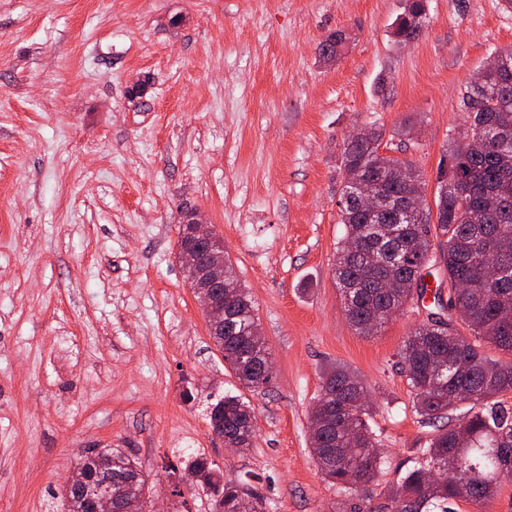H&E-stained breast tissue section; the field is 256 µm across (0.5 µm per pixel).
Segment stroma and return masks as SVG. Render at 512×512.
Masks as SVG:
<instances>
[{"instance_id": "obj_1", "label": "stroma", "mask_w": 512, "mask_h": 512, "mask_svg": "<svg viewBox=\"0 0 512 512\" xmlns=\"http://www.w3.org/2000/svg\"><path fill=\"white\" fill-rule=\"evenodd\" d=\"M405 0H0V512H63L86 448L130 453L155 512H212L172 465L200 452L267 512H336L308 414L322 369L363 379L385 463L364 512L432 434L397 352L434 305L374 334L349 324L333 277L339 160L357 128L409 160L434 198L465 120L461 91L512 46L498 0H428L420 38L392 36ZM347 45L319 56L331 34ZM197 213L224 241L271 352L242 391L178 258ZM196 401H185L184 391ZM243 394L253 445L203 414Z\"/></svg>"}]
</instances>
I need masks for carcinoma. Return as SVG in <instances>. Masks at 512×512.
<instances>
[{
    "label": "carcinoma",
    "instance_id": "1",
    "mask_svg": "<svg viewBox=\"0 0 512 512\" xmlns=\"http://www.w3.org/2000/svg\"><path fill=\"white\" fill-rule=\"evenodd\" d=\"M406 2L393 31L398 44L418 35L409 18L427 15V0ZM344 42L342 34L324 40L322 59L335 60ZM496 53L501 65L488 74L484 86L468 84L461 92L460 111L468 121L448 143V166L438 170L436 224L404 220L407 212L430 218L425 180L413 165L398 179V167L407 161L382 153V132L347 142L341 155L339 223L345 233L337 243L334 277L355 331L370 335L394 313L424 301V270L432 268L440 275L433 293L436 311L397 352L414 411L435 430L416 465L390 490V512H456L460 499L489 500L503 481L499 471L504 456L512 455V407L504 401L512 393V320L502 317V311L512 310V47ZM469 137L483 140V149L466 150ZM366 178L390 201L388 207L367 212L356 205L357 186ZM461 182L470 187L466 195L450 189ZM470 209L479 210L477 223L459 221V214ZM215 261L224 265V332L211 338L242 387L254 391L271 381L263 371L270 356L267 343L255 337V302L229 256L217 252ZM386 279L392 288L382 287ZM456 311L463 313L459 321L467 336L450 322ZM488 344L509 359L487 356ZM460 402L481 408L448 428L438 426ZM372 410L360 375L337 363L324 370L309 415L310 438L315 463L340 496L336 512H361L356 496H369L381 473L379 439L366 420ZM207 417L225 441L242 451L251 447L255 413L242 396L216 399ZM79 461L89 484L112 485L116 512H146V499L132 507L119 494L126 481L136 482L142 495L149 493L135 458L120 448H88ZM454 462L466 474L465 481L428 479L432 467ZM183 464L201 474L200 488L213 497L214 512H265L259 496L247 492L240 481L224 482L205 455L189 454ZM61 498L64 512H90L81 490L65 488Z\"/></svg>",
    "mask_w": 512,
    "mask_h": 512
}]
</instances>
